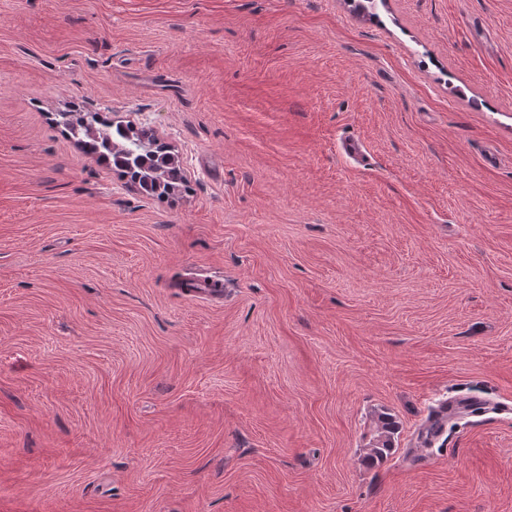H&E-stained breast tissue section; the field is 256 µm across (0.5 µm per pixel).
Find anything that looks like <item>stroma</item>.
Segmentation results:
<instances>
[{"mask_svg": "<svg viewBox=\"0 0 512 512\" xmlns=\"http://www.w3.org/2000/svg\"><path fill=\"white\" fill-rule=\"evenodd\" d=\"M375 13L0 0V512H512V0ZM61 112L149 131L182 187ZM62 113L65 128L87 152L120 170L146 194L162 196L182 182L181 170L164 146L128 126L114 128L96 113ZM187 298L190 300L212 301L222 294L219 281L190 279ZM481 402L478 400L461 401L450 400L444 402L431 415L430 421L427 423L429 430H424V434L430 438H438L440 430L448 423V419L453 418L465 412H473L479 409ZM372 427V435L367 448L368 452L365 456L369 463L383 460L392 450L397 424L387 414L378 413L373 417Z\"/></svg>", "mask_w": 512, "mask_h": 512, "instance_id": "1", "label": "stroma"}]
</instances>
